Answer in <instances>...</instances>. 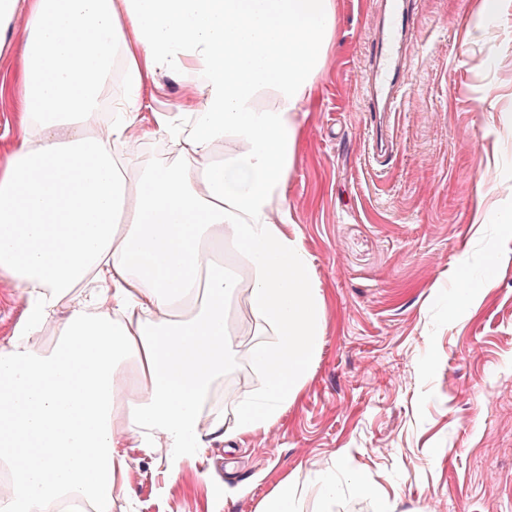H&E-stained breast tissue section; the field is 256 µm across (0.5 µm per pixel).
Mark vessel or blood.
<instances>
[{
  "mask_svg": "<svg viewBox=\"0 0 512 512\" xmlns=\"http://www.w3.org/2000/svg\"><path fill=\"white\" fill-rule=\"evenodd\" d=\"M415 25L407 0H390L387 27L375 44L374 66L368 77L369 112L394 111L403 95L406 81L401 59L412 49L411 32Z\"/></svg>",
  "mask_w": 512,
  "mask_h": 512,
  "instance_id": "b4317fda",
  "label": "vessel or blood"
}]
</instances>
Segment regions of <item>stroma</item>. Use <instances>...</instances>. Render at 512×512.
Masks as SVG:
<instances>
[{
  "label": "stroma",
  "mask_w": 512,
  "mask_h": 512,
  "mask_svg": "<svg viewBox=\"0 0 512 512\" xmlns=\"http://www.w3.org/2000/svg\"><path fill=\"white\" fill-rule=\"evenodd\" d=\"M419 22L393 150L373 156L365 71L380 0H337L338 26L288 181L294 231L325 300L324 336L276 423L163 475L127 449L112 512H263L296 473L336 474L333 512H512V0H409ZM140 115L187 108L150 79ZM500 218L475 221V189ZM494 286L449 313L460 265ZM25 308L0 277V347ZM377 500L358 494L357 476Z\"/></svg>",
  "instance_id": "obj_1"
}]
</instances>
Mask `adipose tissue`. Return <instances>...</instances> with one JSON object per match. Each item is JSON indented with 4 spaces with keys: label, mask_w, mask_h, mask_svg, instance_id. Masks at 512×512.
I'll use <instances>...</instances> for the list:
<instances>
[{
    "label": "adipose tissue",
    "mask_w": 512,
    "mask_h": 512,
    "mask_svg": "<svg viewBox=\"0 0 512 512\" xmlns=\"http://www.w3.org/2000/svg\"><path fill=\"white\" fill-rule=\"evenodd\" d=\"M19 13L0 276L27 308L18 343L0 349V512H60L76 494L103 508L124 447L165 449L173 478L213 441L268 427L304 387L325 302L291 229L288 178L336 0H0V45ZM117 61L127 87L104 128ZM159 73L182 76L193 123L158 112L142 124L140 89ZM158 136L173 163L121 166ZM242 291L264 386L229 421L212 393Z\"/></svg>",
    "instance_id": "ef3b65f1"
}]
</instances>
